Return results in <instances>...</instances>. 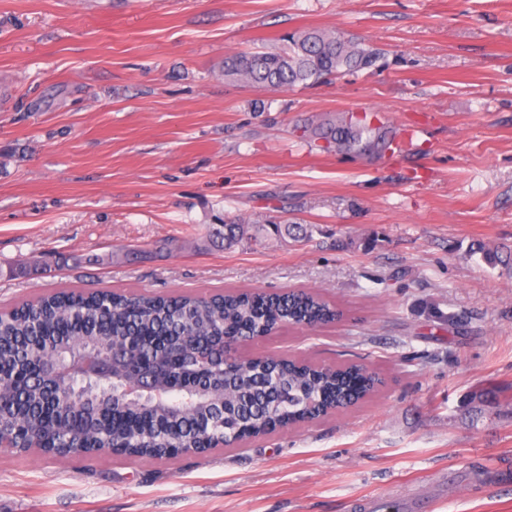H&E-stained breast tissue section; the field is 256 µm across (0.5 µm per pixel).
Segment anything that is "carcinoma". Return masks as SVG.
Segmentation results:
<instances>
[{
	"mask_svg": "<svg viewBox=\"0 0 512 512\" xmlns=\"http://www.w3.org/2000/svg\"><path fill=\"white\" fill-rule=\"evenodd\" d=\"M277 50L224 58V78L264 89L312 86L368 69L377 53L340 35L305 29L284 37ZM340 153L382 154L391 149L389 127L352 112L324 119L309 130ZM278 237L304 238L298 224H272ZM265 225L224 224V247ZM471 254L512 269V253L478 241ZM335 311L306 293L228 292L207 298L113 290L63 289L0 311V441L23 451L33 440L43 447L84 448L106 442L132 458H171L178 433L198 448L222 440L231 446L295 423L313 420L363 399L374 386L355 364L316 367L296 359L225 355L222 339H247L266 328L317 325ZM138 357L132 367L153 375L154 388L172 403H132L112 379L75 373L63 384L52 379L82 351L112 344Z\"/></svg>",
	"mask_w": 512,
	"mask_h": 512,
	"instance_id": "carcinoma-1",
	"label": "carcinoma"
}]
</instances>
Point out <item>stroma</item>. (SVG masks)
I'll use <instances>...</instances> for the list:
<instances>
[{
	"mask_svg": "<svg viewBox=\"0 0 512 512\" xmlns=\"http://www.w3.org/2000/svg\"><path fill=\"white\" fill-rule=\"evenodd\" d=\"M305 28L376 48L308 88L222 77ZM350 111L381 158L304 134ZM307 225L225 248L224 220ZM512 0H0V308L60 289L317 292L236 354L358 363L348 408L171 459L0 454V512H512ZM496 403L474 415L471 400Z\"/></svg>",
	"mask_w": 512,
	"mask_h": 512,
	"instance_id": "1",
	"label": "stroma"
}]
</instances>
